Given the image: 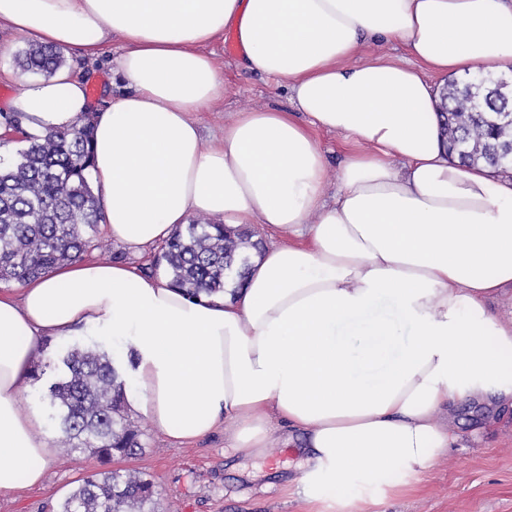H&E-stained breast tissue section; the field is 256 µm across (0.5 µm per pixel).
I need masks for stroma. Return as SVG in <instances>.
I'll use <instances>...</instances> for the list:
<instances>
[{
    "mask_svg": "<svg viewBox=\"0 0 512 512\" xmlns=\"http://www.w3.org/2000/svg\"><path fill=\"white\" fill-rule=\"evenodd\" d=\"M31 39L6 25L0 26V113L18 112V100L39 75L23 71L15 56ZM121 51L119 42L108 43L101 54L89 57L76 50L64 51L66 68L87 77L92 107H102L121 94L122 85L112 82V62ZM217 66L223 70L228 91L222 101L205 112L194 113L204 142L224 133V124L240 111L286 108L288 84L248 71L238 64V54L225 42L212 45ZM98 249L91 259L121 261L150 268L160 248L138 253L112 242L104 227H97ZM144 448L131 458L111 461L114 469L134 470L153 481L158 512H303L300 479L303 464L293 449H272L260 458L243 450L225 447L223 431H215L191 444L178 445L153 431L141 420ZM463 427L475 433L466 447L450 449L435 461L415 492L385 498L371 512H512V418L467 421ZM91 456L56 450L41 486L24 488L0 497V512H57L61 487H76L81 479L101 470Z\"/></svg>",
    "mask_w": 512,
    "mask_h": 512,
    "instance_id": "obj_1",
    "label": "stroma"
}]
</instances>
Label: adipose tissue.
I'll return each mask as SVG.
<instances>
[{
  "label": "adipose tissue",
  "mask_w": 512,
  "mask_h": 512,
  "mask_svg": "<svg viewBox=\"0 0 512 512\" xmlns=\"http://www.w3.org/2000/svg\"><path fill=\"white\" fill-rule=\"evenodd\" d=\"M1 22L90 56L120 41L108 106L67 68L20 98L34 134L92 112L113 241L139 251L203 213L269 242L220 295L99 261L0 291V495L43 481L53 448L23 384L45 339L83 328L123 341L126 403L169 440L228 423V448L301 442L307 512L331 491L354 512L393 472L412 490L462 441L460 404L512 409V324L487 307L512 288V179L449 153L429 79L512 70V0H0ZM228 32L294 109L237 113L207 146L190 115L227 92L206 48ZM371 41L411 64L354 63ZM320 131L346 145L333 185Z\"/></svg>",
  "instance_id": "1"
}]
</instances>
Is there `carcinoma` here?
Masks as SVG:
<instances>
[{
  "mask_svg": "<svg viewBox=\"0 0 512 512\" xmlns=\"http://www.w3.org/2000/svg\"><path fill=\"white\" fill-rule=\"evenodd\" d=\"M25 70L50 76L63 64L51 46L31 44L18 54ZM444 133L461 161L490 167L512 164V89L495 78L451 82ZM93 126L85 115L70 129L25 136L10 159L0 156V283L22 285L97 248L102 205L89 183ZM259 248L246 231L231 232L197 217L167 241L154 270H163L192 297L224 291L236 264ZM62 374L47 398L62 432L60 447L107 464L143 448L142 433L125 406L126 382L109 354L68 349ZM156 512L153 483L120 469L83 479L58 512Z\"/></svg>",
  "mask_w": 512,
  "mask_h": 512,
  "instance_id": "carcinoma-1",
  "label": "carcinoma"
}]
</instances>
